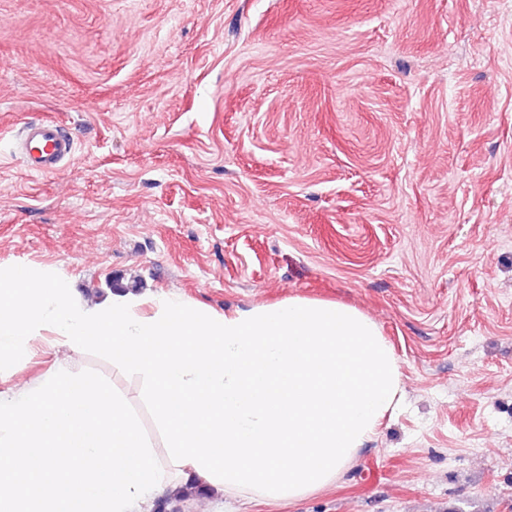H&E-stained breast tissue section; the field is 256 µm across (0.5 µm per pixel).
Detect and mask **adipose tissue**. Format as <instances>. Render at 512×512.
Here are the masks:
<instances>
[{"instance_id":"adipose-tissue-1","label":"adipose tissue","mask_w":512,"mask_h":512,"mask_svg":"<svg viewBox=\"0 0 512 512\" xmlns=\"http://www.w3.org/2000/svg\"><path fill=\"white\" fill-rule=\"evenodd\" d=\"M100 348L152 382L163 447L127 401L35 346ZM0 512H150L199 478L215 499L280 504L333 485L395 408L398 360L376 323L293 297L224 314L183 301L76 294L48 268L0 265Z\"/></svg>"}]
</instances>
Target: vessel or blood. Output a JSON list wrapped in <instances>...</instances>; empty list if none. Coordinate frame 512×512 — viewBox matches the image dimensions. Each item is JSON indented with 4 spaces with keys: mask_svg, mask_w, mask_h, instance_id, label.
Segmentation results:
<instances>
[{
    "mask_svg": "<svg viewBox=\"0 0 512 512\" xmlns=\"http://www.w3.org/2000/svg\"><path fill=\"white\" fill-rule=\"evenodd\" d=\"M21 159L30 173L50 176L62 170L74 152V140L52 120L24 123L18 130Z\"/></svg>",
    "mask_w": 512,
    "mask_h": 512,
    "instance_id": "1",
    "label": "vessel or blood"
}]
</instances>
